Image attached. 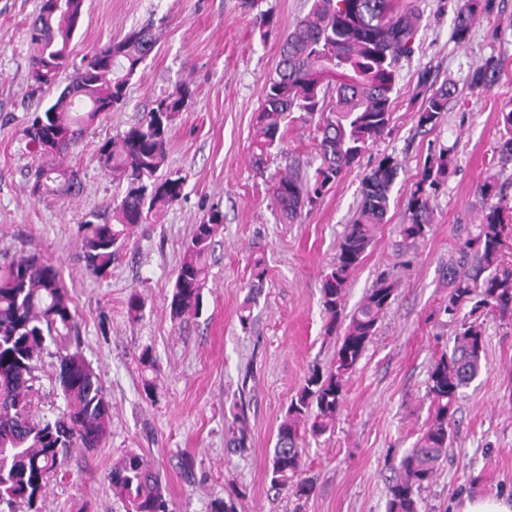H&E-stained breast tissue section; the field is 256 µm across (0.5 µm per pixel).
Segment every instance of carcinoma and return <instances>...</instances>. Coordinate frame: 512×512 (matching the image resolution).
<instances>
[{"label":"carcinoma","mask_w":512,"mask_h":512,"mask_svg":"<svg viewBox=\"0 0 512 512\" xmlns=\"http://www.w3.org/2000/svg\"><path fill=\"white\" fill-rule=\"evenodd\" d=\"M85 0H41L26 28L30 48V78L36 87L55 83L60 71L72 69L68 86L50 105L36 109L24 135L48 157L65 155L83 132L104 112L126 101L127 89L140 65L155 47L147 25L93 53L76 66L70 63V44L78 31ZM490 0H462L454 38L462 44L474 21L490 12ZM421 14L412 0H313L280 48L276 76L265 87L257 112L252 162L264 172L267 156L278 147L291 121L317 120L320 165L305 178L288 172L272 184V198L290 224L312 208L333 183L386 132L392 116V94L402 59L413 52ZM497 67L472 70L471 90H488ZM426 85L418 126L434 129L455 94L448 85ZM192 104V91L179 85L154 102L142 120L98 149L101 168L112 179L129 185L113 203L112 216L92 209L81 221V250L87 270L98 278L112 275L120 249L131 230L147 221L158 206L183 196L187 176L168 169L170 133L177 113ZM504 127L501 161H512V110L501 113ZM448 149L427 156L407 187L408 223L399 227L406 241L425 238L430 230V200L448 178ZM398 175L390 156L379 161L363 179L359 207L338 244L336 261L323 275L320 303L326 320L325 337H337L330 366L309 368L304 382L288 403L277 431L268 468L271 488L296 500H307L315 485L304 476V453L309 438L318 439L334 426L343 404L345 377L363 357L377 335L378 323L396 298L397 284L386 272L377 275L361 302L345 312L346 290L353 272L365 258L377 225L383 223L389 194ZM82 190L76 172L45 163L38 167L29 193L75 196ZM489 200L477 234L458 249L448 267V304L443 312L458 318L451 348L430 366L424 399L429 420L415 445L391 464L395 478L388 486L387 512H421V494L430 488L448 456L449 428L459 401L479 376L485 354L481 317L512 320V253H505L512 233V207L491 183L480 187ZM224 224V212L209 210L194 225L177 266L168 303L170 318L180 321L200 314L208 277V258ZM266 277L262 258L253 261L249 292L239 322L247 327L252 303ZM470 310L458 317L462 307ZM342 334H337L338 329ZM57 345L55 381L65 408L51 422L35 419L31 393L36 362L46 342ZM112 420L111 405L85 358L76 335L75 309L60 269L36 254L0 266V506L21 502L38 512L50 478L57 474L74 448H99L106 443ZM227 447L245 449L250 425L245 401L232 404ZM112 489L124 499L126 512H170L165 489L148 457L129 450L108 473ZM239 494L211 500L210 512H236Z\"/></svg>","instance_id":"obj_1"}]
</instances>
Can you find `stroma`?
Here are the masks:
<instances>
[{
	"mask_svg": "<svg viewBox=\"0 0 512 512\" xmlns=\"http://www.w3.org/2000/svg\"><path fill=\"white\" fill-rule=\"evenodd\" d=\"M422 13L414 51L398 73L392 117L384 137L324 193L301 221H283L271 184L288 168L313 173L320 158L313 125H289L273 149L264 176L251 162L255 115L275 74L285 34L312 0H85L71 59L81 63L130 29L153 21L156 45L132 79L126 104L102 114L61 164L83 185L77 196L30 195L42 158L22 135L39 104L55 99L68 82L34 91L25 26L40 0H0V266L36 252L56 264L77 308L81 348L111 404L105 447L77 448L61 475L48 483L40 512H125L107 475L123 450H140L159 471L171 512H209L228 485L246 496L238 512H293L287 495L271 490L267 467L277 428L309 367L327 366L333 340L323 338V275L360 201L361 180L384 156L399 166L384 224L350 278L347 308H355L377 274L390 270L397 296L378 332L349 376L343 406L331 432L310 442L306 473L316 490L304 512H386L392 457L415 444L425 427L428 370L447 349L455 325L442 309L446 271L459 244L476 231L484 201L479 187L496 180L512 199V162L498 160V116L512 109V0H493L491 14L473 25L469 40L452 33L460 0H416ZM269 11L276 24L260 28ZM500 70L486 91L470 90V72L486 61ZM455 85L442 123L417 125L421 77ZM187 84L191 107L176 117L167 164L187 176L183 198L137 225L112 274L94 277L85 267L79 225L92 209L110 211L127 183L112 180L97 149L137 124L154 100ZM449 148L446 183L431 200L424 239L402 243L406 190L426 156ZM224 213V227L209 259L199 317L171 321L167 299L194 224L209 208ZM267 268L262 295L248 327L239 314L255 257ZM144 309L127 314L131 292ZM485 359L480 376L459 404L448 456L422 494V512H459L468 497H512V322L484 321ZM155 361L157 393L147 399L139 363ZM55 346L37 364L32 407L54 418L64 406L55 382ZM248 404L249 448L226 444V421L235 397ZM192 458L193 478L180 462Z\"/></svg>",
	"mask_w": 512,
	"mask_h": 512,
	"instance_id": "35a3bbf8",
	"label": "stroma"
}]
</instances>
